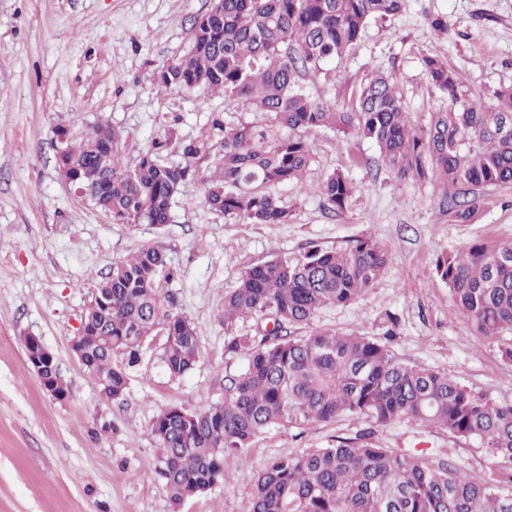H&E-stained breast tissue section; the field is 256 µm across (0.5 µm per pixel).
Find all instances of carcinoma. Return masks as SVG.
I'll list each match as a JSON object with an SVG mask.
<instances>
[{
    "label": "carcinoma",
    "mask_w": 512,
    "mask_h": 512,
    "mask_svg": "<svg viewBox=\"0 0 512 512\" xmlns=\"http://www.w3.org/2000/svg\"><path fill=\"white\" fill-rule=\"evenodd\" d=\"M403 4L213 0L193 24L188 51L158 72L157 85L219 93L256 118L231 122L217 112L212 137L187 142L170 129L130 163L110 125L94 124L78 136L61 128L58 172L117 224L169 223L171 201L198 178L208 209L247 224H286L291 211L277 189L304 176L313 161L308 134L324 129L374 142L397 178L432 181L439 209L455 224H472L485 190L512 185V86L495 92V107L487 108L460 89L441 56L427 54L423 75L447 105L416 127L391 74L372 77L348 111L303 85L306 75L354 49L368 22L394 18ZM201 160L210 164L203 177ZM354 192L336 169L318 186L333 213L346 210ZM390 263L383 246L364 239L344 251L315 246L300 258L240 273L224 292V355L246 357L245 371L227 379L224 400L199 411L166 407L151 426L174 504L228 482L226 457L252 447L272 427L363 415L379 426L406 420L477 440L497 458L496 476L476 478L446 457L385 448L362 434L361 443L343 439L269 459L254 480L252 512H512V404L482 401L445 372L400 363L387 343L366 334H286L310 325L325 307L358 299ZM435 273L483 336H511L501 351L512 360V244L442 252ZM175 276L156 244L113 263L91 294L84 335L110 336L112 349L88 342L83 366L112 387V399L125 396V367L138 361L142 343L156 331L165 336L161 359L170 377L194 368L198 326L161 287ZM245 317L272 328L259 336L234 331ZM117 357L125 364L117 365ZM38 376L68 393L54 366Z\"/></svg>",
    "instance_id": "1"
}]
</instances>
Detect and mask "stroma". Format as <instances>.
I'll use <instances>...</instances> for the list:
<instances>
[{"mask_svg": "<svg viewBox=\"0 0 512 512\" xmlns=\"http://www.w3.org/2000/svg\"><path fill=\"white\" fill-rule=\"evenodd\" d=\"M212 0H0V512H251L253 476L272 457L369 431L388 448L448 455L465 471L495 476L498 465L475 440L401 421L367 417L271 429L227 458L232 478L176 506L159 474L156 415L178 405L201 410L224 397L242 356L224 354V292L240 272L311 246L350 248L369 237L392 257L356 301L321 310L313 325L386 340L398 361L431 368L496 404L512 403V362L452 303L434 270L439 253L471 243H512V185L489 189L472 224H455L433 201L431 184L398 180L369 140L332 131L310 135L314 161L278 190L286 224H244L209 210L201 181L187 183L170 221L116 224L60 176L54 130L81 133L106 123L124 139L125 160L167 128L200 138L210 113H230L222 96L159 88L155 77L189 47L194 21ZM448 23L447 33L431 26ZM446 59L462 90L493 104L512 85V0H404L399 15L369 23L350 53L304 79L316 96L344 105L377 73L397 77L411 123L427 125L445 105L422 73L424 54ZM356 187L333 215L316 189L333 170ZM163 244L177 277L170 289L200 330L199 358L180 379L161 361L165 338L151 336L128 369L123 400L102 398L71 349L102 274L137 249ZM41 338L68 383L53 399L30 365L27 335Z\"/></svg>", "mask_w": 512, "mask_h": 512, "instance_id": "1", "label": "stroma"}]
</instances>
